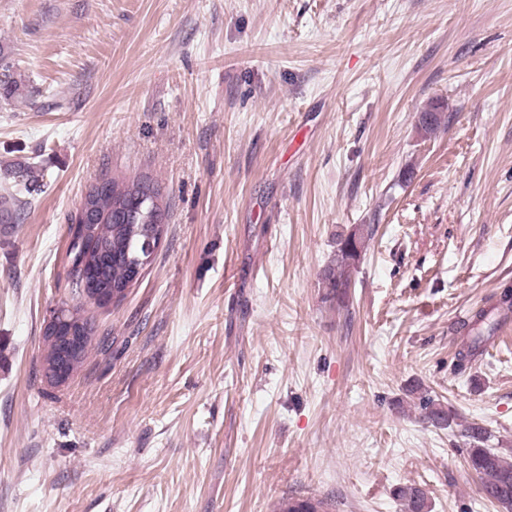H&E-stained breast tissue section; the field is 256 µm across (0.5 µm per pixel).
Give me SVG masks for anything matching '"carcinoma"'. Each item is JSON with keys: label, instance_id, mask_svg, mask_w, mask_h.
Here are the masks:
<instances>
[{"label": "carcinoma", "instance_id": "1", "mask_svg": "<svg viewBox=\"0 0 512 512\" xmlns=\"http://www.w3.org/2000/svg\"><path fill=\"white\" fill-rule=\"evenodd\" d=\"M439 106L432 104L420 113L419 131L434 134L441 125ZM90 210L80 229L81 246L70 243L67 256L72 273L82 269L95 272L99 283L112 288H124L130 283L133 257L139 254L146 234L166 228L169 204L161 186L148 175L133 178L109 177L99 186L91 187L80 202ZM21 201L6 191L0 195V217L12 220ZM374 234L370 224L338 234L336 253L319 274L323 299L339 307L346 306L354 285L367 240ZM512 316V289L502 291L498 303L491 309H480L472 320L463 325L468 330L467 341L457 352L461 361L475 359L482 344ZM420 419L436 427H449L454 420L450 410L429 396L419 402ZM461 434L469 441L468 465L480 481L483 496L512 512V461L492 448L485 447L487 430L474 422L462 424ZM407 512H427L425 491L416 486L400 490ZM275 512H322V502L311 498H288Z\"/></svg>", "mask_w": 512, "mask_h": 512}]
</instances>
